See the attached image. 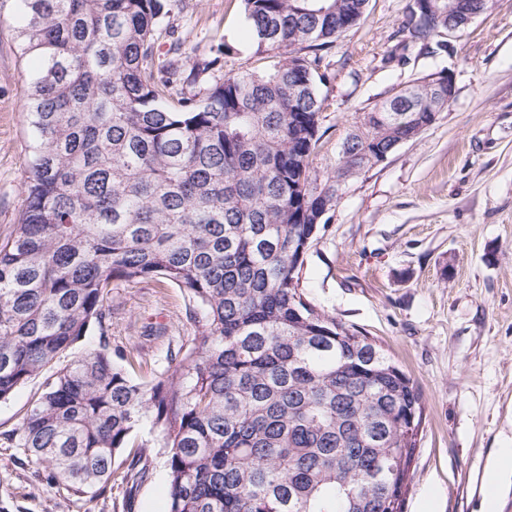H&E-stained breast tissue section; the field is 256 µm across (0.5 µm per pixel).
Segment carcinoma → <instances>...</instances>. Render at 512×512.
<instances>
[{
  "label": "carcinoma",
  "instance_id": "1",
  "mask_svg": "<svg viewBox=\"0 0 512 512\" xmlns=\"http://www.w3.org/2000/svg\"><path fill=\"white\" fill-rule=\"evenodd\" d=\"M13 2L0 25L32 67L27 207L0 243V403L44 377L13 447L77 497L111 490L129 446L123 478H147L153 446L167 512H403L423 398L298 281L341 184L432 126L438 90L420 78L359 113L321 172L319 88L333 76L318 51L368 0H243L257 50L280 60L207 81L217 59L179 65L166 0ZM439 5L401 31L415 24L416 42L447 24ZM145 279L179 289L195 326L150 381L108 336L112 283Z\"/></svg>",
  "mask_w": 512,
  "mask_h": 512
}]
</instances>
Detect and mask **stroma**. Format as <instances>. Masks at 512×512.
Returning a JSON list of instances; mask_svg holds the SVG:
<instances>
[{"mask_svg":"<svg viewBox=\"0 0 512 512\" xmlns=\"http://www.w3.org/2000/svg\"><path fill=\"white\" fill-rule=\"evenodd\" d=\"M411 0H369L360 22L322 52L334 81L314 165H335L355 113L416 79L451 73L454 100L436 122L348 181L320 225L299 289L317 308L394 357L425 401L403 512H512V0L447 37L390 53ZM165 25L190 56L221 74L275 64L246 36L243 0H171ZM231 47L217 54L219 44ZM28 66L0 28V240L26 207L21 106ZM113 346L166 368L169 346L194 326L178 289L145 280L112 286ZM40 380L0 404V512H166L163 460L148 478L116 481L100 497L49 492L3 442Z\"/></svg>","mask_w":512,"mask_h":512,"instance_id":"obj_1","label":"stroma"}]
</instances>
